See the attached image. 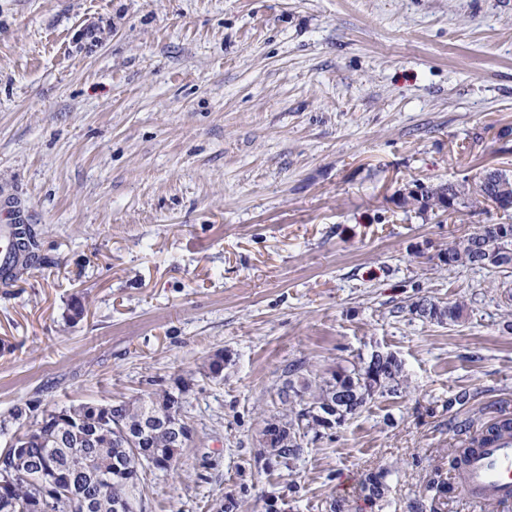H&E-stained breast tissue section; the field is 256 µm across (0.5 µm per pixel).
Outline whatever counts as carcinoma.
Instances as JSON below:
<instances>
[{
	"mask_svg": "<svg viewBox=\"0 0 512 512\" xmlns=\"http://www.w3.org/2000/svg\"><path fill=\"white\" fill-rule=\"evenodd\" d=\"M492 203L512 209V174L503 169L484 172L472 182L419 184L400 201L403 208L446 212L458 204L480 207ZM18 248L34 255L36 235L26 225L17 233ZM448 267L512 269V224L497 231L478 230L439 249ZM410 312L440 324L456 322L463 306L431 298L410 304ZM289 371L277 395L283 409L269 415L264 427H281L285 442L264 448L268 466L287 469L301 458L304 439L325 429L320 413L332 408L340 427L377 396L395 393L402 365L394 356L371 357L328 371L326 376L296 377ZM189 383L157 389L144 397L110 404L100 416L92 403L45 410L18 444L0 453V512H144L142 472L165 470L179 455L176 435L163 428L165 419L183 415ZM91 508L84 511L81 504Z\"/></svg>",
	"mask_w": 512,
	"mask_h": 512,
	"instance_id": "1",
	"label": "carcinoma"
}]
</instances>
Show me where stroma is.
<instances>
[{
    "instance_id": "35a3bbf8",
    "label": "stroma",
    "mask_w": 512,
    "mask_h": 512,
    "mask_svg": "<svg viewBox=\"0 0 512 512\" xmlns=\"http://www.w3.org/2000/svg\"><path fill=\"white\" fill-rule=\"evenodd\" d=\"M506 128L512 0H0V220L39 243L0 284V451L14 407L184 379L194 440L148 473L145 512L432 505L441 451L512 417V273L437 253L512 211L399 198L512 171ZM421 297L463 316L421 319ZM375 351L400 392L267 466L285 370Z\"/></svg>"
}]
</instances>
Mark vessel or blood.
Here are the masks:
<instances>
[{
    "label": "vessel or blood",
    "mask_w": 512,
    "mask_h": 512,
    "mask_svg": "<svg viewBox=\"0 0 512 512\" xmlns=\"http://www.w3.org/2000/svg\"><path fill=\"white\" fill-rule=\"evenodd\" d=\"M13 263L12 227L0 224V277L12 273ZM458 490L475 512L512 501V437L504 435L486 441L470 453L458 481Z\"/></svg>",
    "instance_id": "1"
}]
</instances>
